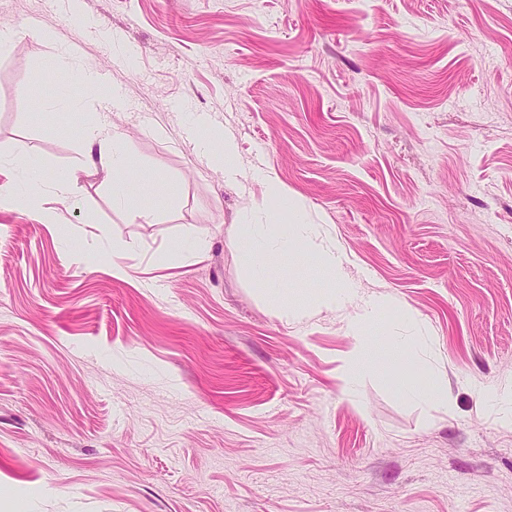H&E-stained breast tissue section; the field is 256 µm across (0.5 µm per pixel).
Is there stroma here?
Returning a JSON list of instances; mask_svg holds the SVG:
<instances>
[{
  "mask_svg": "<svg viewBox=\"0 0 512 512\" xmlns=\"http://www.w3.org/2000/svg\"><path fill=\"white\" fill-rule=\"evenodd\" d=\"M1 25L0 187L21 148L81 181L0 206V512H512V401L484 399L512 386V0H0ZM48 73L67 99L35 95ZM102 124L132 189L173 181L148 217L91 162ZM262 171L398 300L368 346L410 312L446 404L352 375L311 259L247 278L229 240ZM201 143L204 154L208 160L215 162L224 169V178L236 180L240 175V167L234 145L224 135V141L214 148L213 141L209 138L201 137Z\"/></svg>",
  "mask_w": 512,
  "mask_h": 512,
  "instance_id": "stroma-1",
  "label": "stroma"
}]
</instances>
